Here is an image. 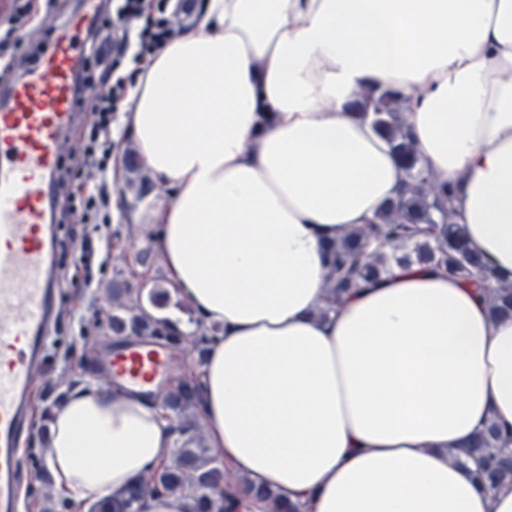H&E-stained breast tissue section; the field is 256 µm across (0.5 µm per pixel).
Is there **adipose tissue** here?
Returning <instances> with one entry per match:
<instances>
[{
    "mask_svg": "<svg viewBox=\"0 0 512 512\" xmlns=\"http://www.w3.org/2000/svg\"><path fill=\"white\" fill-rule=\"evenodd\" d=\"M397 93L468 248L512 278V0H208L137 73L122 121L167 197L174 290L218 333L200 411L225 469L300 512H512L448 462L512 431V317L462 279L395 264L321 315L325 249L406 175L353 107ZM165 411L89 385L52 417L57 493L121 496L173 457Z\"/></svg>",
    "mask_w": 512,
    "mask_h": 512,
    "instance_id": "ef3b65f1",
    "label": "adipose tissue"
}]
</instances>
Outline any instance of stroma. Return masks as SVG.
<instances>
[{"mask_svg":"<svg viewBox=\"0 0 512 512\" xmlns=\"http://www.w3.org/2000/svg\"><path fill=\"white\" fill-rule=\"evenodd\" d=\"M112 145L124 181L109 188L110 222L101 227L100 235L110 238L112 259L94 288L84 289L73 279L82 227L66 212V191L56 195L55 217L63 226V274L70 285L64 291L63 319L51 344L47 371L36 384L33 425L24 441L31 479L22 487V512H89L87 504L60 498L48 479L45 438L51 404L58 393L67 391L70 378L96 383L97 350L112 333L116 302L137 309L146 303L150 287L170 285L151 238L141 229L149 210L159 203L154 181L139 166L131 134L118 119L112 125Z\"/></svg>","mask_w":512,"mask_h":512,"instance_id":"1","label":"stroma"}]
</instances>
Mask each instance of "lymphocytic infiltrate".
<instances>
[{
  "label": "lymphocytic infiltrate",
  "instance_id": "f902f5d3",
  "mask_svg": "<svg viewBox=\"0 0 512 512\" xmlns=\"http://www.w3.org/2000/svg\"><path fill=\"white\" fill-rule=\"evenodd\" d=\"M99 25L88 38L89 53L83 66L102 65L99 77L79 76L76 107L95 116L89 141L68 174L71 181L105 180L112 169L111 128L114 112L126 95L122 81L112 78L114 57L133 52L146 60L174 34V22L165 17L164 6L147 5L146 0H104Z\"/></svg>",
  "mask_w": 512,
  "mask_h": 512
}]
</instances>
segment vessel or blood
<instances>
[{"instance_id":"b4317fda","label":"vessel or blood","mask_w":512,"mask_h":512,"mask_svg":"<svg viewBox=\"0 0 512 512\" xmlns=\"http://www.w3.org/2000/svg\"><path fill=\"white\" fill-rule=\"evenodd\" d=\"M99 13L100 0H82L34 69L0 94V512H18L31 391L58 322L59 227L50 200L76 121V36ZM98 375L153 399L168 386L173 361L162 342L120 336L100 349Z\"/></svg>"}]
</instances>
